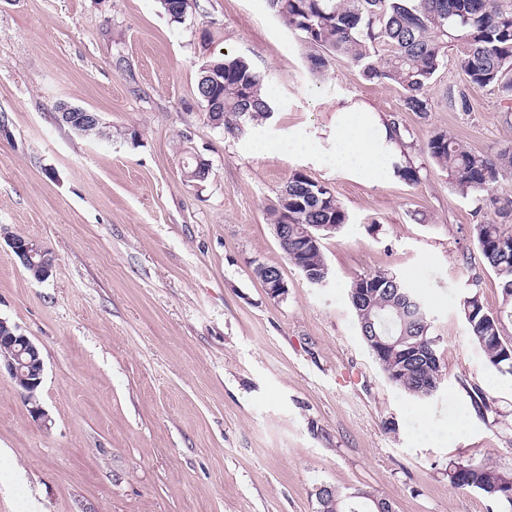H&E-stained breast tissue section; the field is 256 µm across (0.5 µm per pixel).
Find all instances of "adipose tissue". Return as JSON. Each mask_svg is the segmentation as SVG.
<instances>
[{"label":"adipose tissue","instance_id":"adipose-tissue-1","mask_svg":"<svg viewBox=\"0 0 512 512\" xmlns=\"http://www.w3.org/2000/svg\"><path fill=\"white\" fill-rule=\"evenodd\" d=\"M336 166L367 179L392 175L396 144L388 125L370 105L348 100L337 104Z\"/></svg>","mask_w":512,"mask_h":512}]
</instances>
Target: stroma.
I'll return each mask as SVG.
<instances>
[{
	"label": "stroma",
	"instance_id": "35a3bbf8",
	"mask_svg": "<svg viewBox=\"0 0 512 512\" xmlns=\"http://www.w3.org/2000/svg\"><path fill=\"white\" fill-rule=\"evenodd\" d=\"M244 57L272 119L242 135L212 126L196 86L206 61ZM466 95L460 105L456 95ZM404 111L398 88L349 60L310 73L265 0H197L183 23L158 0H0V318L41 349L31 417L0 374V512H319L320 486L395 512H497L452 487L450 463L512 471V375L469 337L463 300L501 307L473 227L485 221L426 153L437 132L476 152L512 141V111L454 65ZM400 124L411 184L337 169L336 103ZM100 115L111 137L58 121ZM209 162L203 188L184 177ZM327 184L349 221L323 241L325 286L281 249L267 208L294 172ZM51 248L31 278L4 240ZM279 267L271 297L254 274ZM388 270L428 305L442 371L418 399L389 382L350 303ZM59 120L67 125L73 132L82 135L87 125L102 124L99 115L95 112L87 110L79 106L61 105L59 107ZM106 133H102L99 127L89 128L84 131L85 137H102Z\"/></svg>",
	"mask_w": 512,
	"mask_h": 512
}]
</instances>
